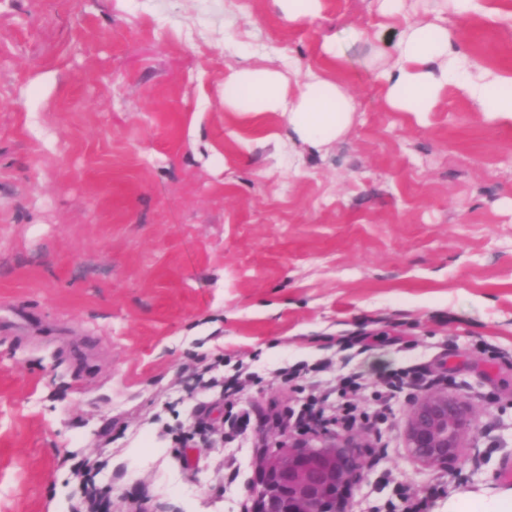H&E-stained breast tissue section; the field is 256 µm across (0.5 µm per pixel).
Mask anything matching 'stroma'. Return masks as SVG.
Segmentation results:
<instances>
[{
    "instance_id": "obj_1",
    "label": "stroma",
    "mask_w": 512,
    "mask_h": 512,
    "mask_svg": "<svg viewBox=\"0 0 512 512\" xmlns=\"http://www.w3.org/2000/svg\"><path fill=\"white\" fill-rule=\"evenodd\" d=\"M481 4L404 12L512 70V0ZM378 7L291 22L274 0H0V309L35 326L0 337V512H73V466L98 455L111 512H245L256 450L283 438L257 426L300 406L275 370L330 355L321 386L359 372L366 403L423 364L476 418L445 469L406 447L411 402L357 424L348 512L432 491L433 512H512V124L453 90L424 118L391 111L375 75L402 25ZM265 54L348 89L344 137L316 149L281 113L225 111L229 67ZM362 333L367 351L345 347ZM242 362L251 429L178 452L199 406L223 430L195 369Z\"/></svg>"
}]
</instances>
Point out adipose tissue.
Wrapping results in <instances>:
<instances>
[{
    "instance_id": "obj_1",
    "label": "adipose tissue",
    "mask_w": 512,
    "mask_h": 512,
    "mask_svg": "<svg viewBox=\"0 0 512 512\" xmlns=\"http://www.w3.org/2000/svg\"><path fill=\"white\" fill-rule=\"evenodd\" d=\"M402 20L395 58L377 76L392 110L432 111L452 88L493 118L512 123L511 73L476 69L445 25ZM224 109L287 114L292 133L317 148L342 138L357 111L343 85L316 73L284 71L271 57L231 70L224 79Z\"/></svg>"
}]
</instances>
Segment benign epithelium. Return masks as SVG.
Returning <instances> with one entry per match:
<instances>
[{
  "instance_id": "obj_1",
  "label": "benign epithelium",
  "mask_w": 512,
  "mask_h": 512,
  "mask_svg": "<svg viewBox=\"0 0 512 512\" xmlns=\"http://www.w3.org/2000/svg\"><path fill=\"white\" fill-rule=\"evenodd\" d=\"M475 422L471 406L446 387L425 390L404 429L406 447L422 465L446 468L455 461ZM349 435H288L261 449L248 492L251 512H347L346 495L364 474L362 449Z\"/></svg>"
}]
</instances>
